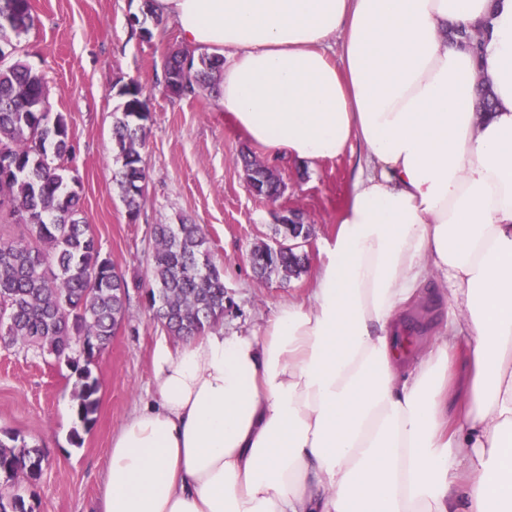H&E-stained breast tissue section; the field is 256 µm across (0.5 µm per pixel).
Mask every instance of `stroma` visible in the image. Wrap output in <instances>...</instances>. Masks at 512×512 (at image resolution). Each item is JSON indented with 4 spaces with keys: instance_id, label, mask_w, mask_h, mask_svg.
I'll use <instances>...</instances> for the list:
<instances>
[{
    "instance_id": "obj_1",
    "label": "stroma",
    "mask_w": 512,
    "mask_h": 512,
    "mask_svg": "<svg viewBox=\"0 0 512 512\" xmlns=\"http://www.w3.org/2000/svg\"><path fill=\"white\" fill-rule=\"evenodd\" d=\"M142 0H31L37 26L22 37L21 55L42 72L58 93L55 111L67 115L76 149L72 162L82 183V209L103 255L128 283L148 281L156 224L201 225L214 261L224 270L225 335H256L278 307L302 299L319 267L325 239L336 232L361 156L360 148L333 159L299 163L274 155L237 130L203 91L176 98L165 91L164 63L180 49L176 29L152 26L141 37L131 19ZM142 88L149 113L141 148L147 172L144 200L130 218L115 176L120 169L112 144V123L125 85ZM248 154L279 177L283 193L271 202L250 190L239 163ZM300 211L312 226L303 246L304 271L284 279H258L253 250L274 238L273 213ZM129 318L96 359L99 406L80 441L73 382L66 365L0 341V435L17 432L43 449L40 478L22 483L33 512H91L101 490L102 471L115 431L154 394L153 353L160 344L177 346L153 318L140 291L130 293Z\"/></svg>"
}]
</instances>
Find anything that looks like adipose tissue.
<instances>
[{"label": "adipose tissue", "instance_id": "ef3b65f1", "mask_svg": "<svg viewBox=\"0 0 512 512\" xmlns=\"http://www.w3.org/2000/svg\"><path fill=\"white\" fill-rule=\"evenodd\" d=\"M153 11L223 57L218 105L249 139L364 164L305 298L261 335L155 349L96 512H512V0ZM480 20L477 61L448 31ZM431 280L458 313L409 352Z\"/></svg>", "mask_w": 512, "mask_h": 512}]
</instances>
